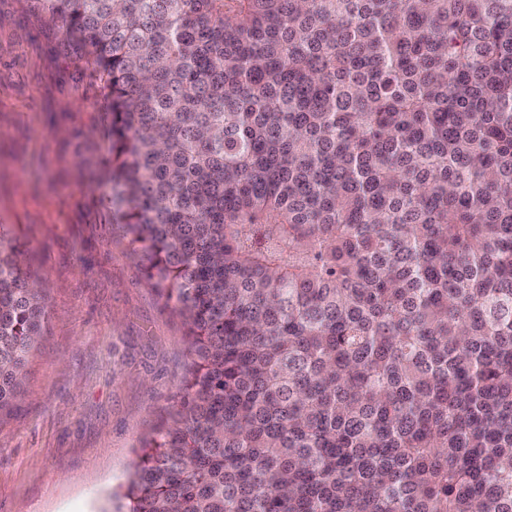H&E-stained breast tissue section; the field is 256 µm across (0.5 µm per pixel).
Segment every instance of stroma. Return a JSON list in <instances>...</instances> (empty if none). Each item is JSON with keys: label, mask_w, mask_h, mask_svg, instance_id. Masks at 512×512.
<instances>
[{"label": "stroma", "mask_w": 512, "mask_h": 512, "mask_svg": "<svg viewBox=\"0 0 512 512\" xmlns=\"http://www.w3.org/2000/svg\"><path fill=\"white\" fill-rule=\"evenodd\" d=\"M111 114L85 53L35 0H0V225L47 304L0 412V512H114L187 374L186 325L105 197Z\"/></svg>", "instance_id": "35a3bbf8"}]
</instances>
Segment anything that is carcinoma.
Segmentation results:
<instances>
[{
    "label": "carcinoma",
    "instance_id": "1",
    "mask_svg": "<svg viewBox=\"0 0 512 512\" xmlns=\"http://www.w3.org/2000/svg\"><path fill=\"white\" fill-rule=\"evenodd\" d=\"M188 325L125 512H512V0H37ZM45 296L0 231V412Z\"/></svg>",
    "mask_w": 512,
    "mask_h": 512
}]
</instances>
